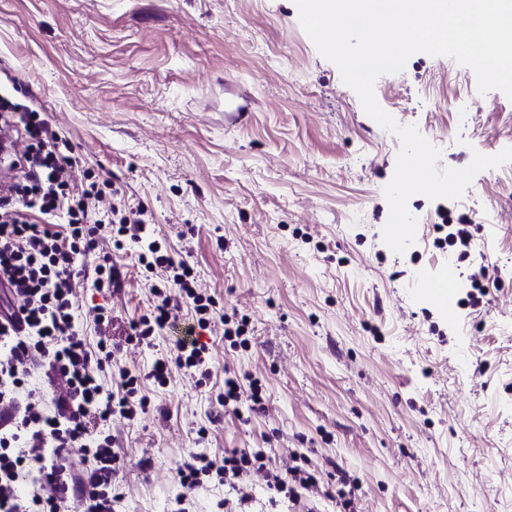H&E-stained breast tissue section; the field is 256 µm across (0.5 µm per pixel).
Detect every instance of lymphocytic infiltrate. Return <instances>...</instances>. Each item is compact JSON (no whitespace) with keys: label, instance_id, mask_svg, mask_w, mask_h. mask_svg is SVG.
Listing matches in <instances>:
<instances>
[{"label":"lymphocytic infiltrate","instance_id":"f902f5d3","mask_svg":"<svg viewBox=\"0 0 512 512\" xmlns=\"http://www.w3.org/2000/svg\"><path fill=\"white\" fill-rule=\"evenodd\" d=\"M31 140L23 155L27 182L0 196V293L17 301V309L0 312V512H63L77 499L82 512H115L120 501L112 493L117 457L110 436L90 435L89 414L101 422L119 415L134 418L140 404L137 378L119 369L116 390L106 389L102 375L112 352L99 342L89 350L75 324L68 280L78 257L93 254L101 236H116L141 244L139 255L147 270L164 269L169 287H151L152 310L135 325L140 340H152L169 326L177 300L189 304L192 320L208 329L216 315L211 297L191 283L185 262L162 255L156 242H144L143 221H130L116 208L92 212L100 199L97 187L73 192L63 173L71 159L64 152L46 118L37 112H17L8 118ZM67 221L65 232L52 231L57 218ZM206 344L199 339L176 341L172 356L158 358L151 374L165 382L170 367L187 375L207 374ZM46 376L60 377L52 400L22 394L31 366ZM80 447L90 465L72 474L63 458L67 449ZM218 477L238 504L251 499L253 480H262L273 500L289 508L306 506L316 512L318 478L301 464L275 470L264 449L226 452L214 459L190 453L178 472L184 495L175 500V512H191L189 490ZM27 489H20L21 479Z\"/></svg>","mask_w":512,"mask_h":512}]
</instances>
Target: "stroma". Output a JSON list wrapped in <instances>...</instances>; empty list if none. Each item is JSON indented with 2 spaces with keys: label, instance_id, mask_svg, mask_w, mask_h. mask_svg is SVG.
I'll return each mask as SVG.
<instances>
[{
  "label": "stroma",
  "instance_id": "35a3bbf8",
  "mask_svg": "<svg viewBox=\"0 0 512 512\" xmlns=\"http://www.w3.org/2000/svg\"><path fill=\"white\" fill-rule=\"evenodd\" d=\"M374 90L443 166L512 147V99L479 93L451 58L413 55ZM15 106L48 114L70 144V183L96 181L101 208L143 211L146 236L191 267L218 313L248 320L245 350L221 320L200 331L208 378L175 369L158 383L152 363L186 336L189 308L146 346L132 326L164 271L103 240L120 285L100 293L96 259L79 261L78 326L90 345L110 340L145 402L131 421L89 419L112 438L120 512H172L189 453L235 448L265 449L282 470L304 455L319 512H336L344 476L358 512H512V162L460 199L412 196L416 241L394 253L384 188L400 141L292 0H0V114ZM448 268L454 326L416 290ZM228 370L263 387L250 421L224 406Z\"/></svg>",
  "mask_w": 512,
  "mask_h": 512
}]
</instances>
